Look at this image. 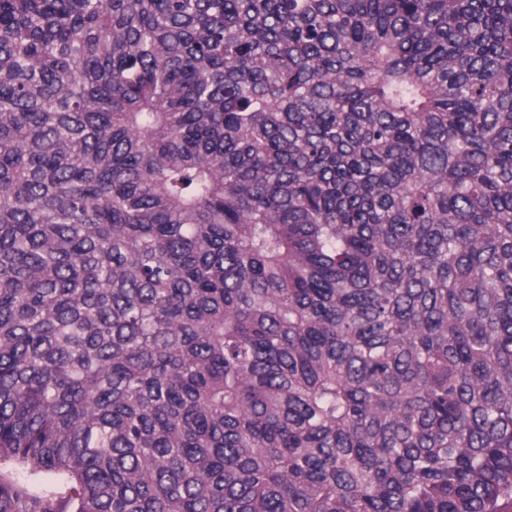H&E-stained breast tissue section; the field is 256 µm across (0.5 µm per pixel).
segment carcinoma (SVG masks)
<instances>
[{
  "mask_svg": "<svg viewBox=\"0 0 512 512\" xmlns=\"http://www.w3.org/2000/svg\"><path fill=\"white\" fill-rule=\"evenodd\" d=\"M0 512H512V0H0ZM2 472L7 474L14 481L21 484L35 485V486H51L58 491H65L67 487V480L63 476H45L35 477L31 475L28 469L20 465H2Z\"/></svg>",
  "mask_w": 512,
  "mask_h": 512,
  "instance_id": "cac0c4a2",
  "label": "carcinoma"
}]
</instances>
